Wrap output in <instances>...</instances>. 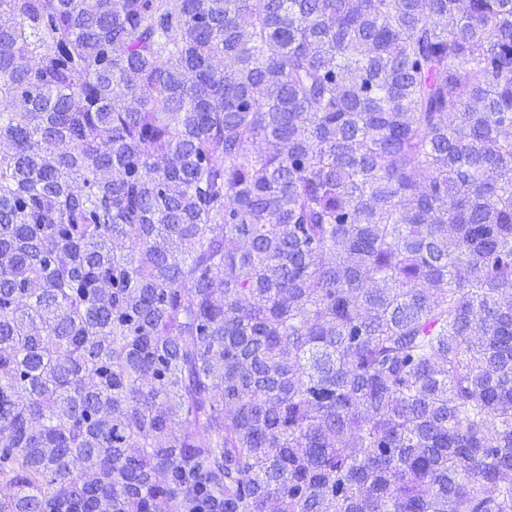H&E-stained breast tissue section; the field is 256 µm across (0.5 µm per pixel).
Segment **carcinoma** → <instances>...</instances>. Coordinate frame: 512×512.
I'll return each mask as SVG.
<instances>
[{
  "instance_id": "carcinoma-1",
  "label": "carcinoma",
  "mask_w": 512,
  "mask_h": 512,
  "mask_svg": "<svg viewBox=\"0 0 512 512\" xmlns=\"http://www.w3.org/2000/svg\"><path fill=\"white\" fill-rule=\"evenodd\" d=\"M1 41L0 512H512V0Z\"/></svg>"
}]
</instances>
